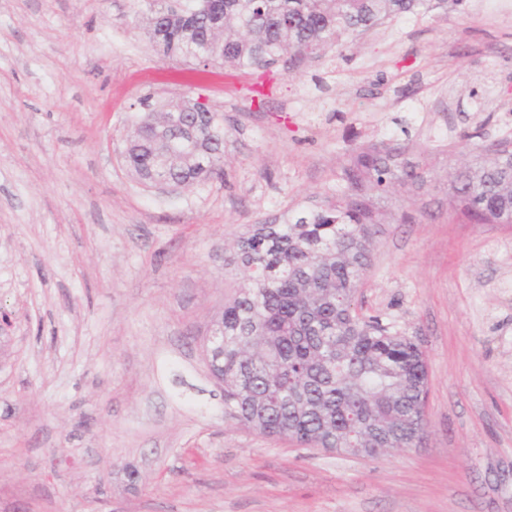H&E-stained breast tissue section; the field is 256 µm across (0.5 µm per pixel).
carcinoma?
<instances>
[{"instance_id":"cac0c4a2","label":"carcinoma","mask_w":512,"mask_h":512,"mask_svg":"<svg viewBox=\"0 0 512 512\" xmlns=\"http://www.w3.org/2000/svg\"><path fill=\"white\" fill-rule=\"evenodd\" d=\"M463 0H208L171 16L149 0L150 36L164 52L199 63L210 46L234 68L283 58H319L383 21L455 12ZM487 148L476 168L448 173L471 224H512V152ZM399 143L363 148L344 168L336 199L295 211L283 224H255L235 243L245 279L217 318L213 366L224 378V408L262 435L366 457L422 444L428 376L425 352L357 312L356 292L371 264L377 223L371 193L422 179L394 170ZM125 158L141 183L178 190L209 179L224 160L218 113L151 112Z\"/></svg>"}]
</instances>
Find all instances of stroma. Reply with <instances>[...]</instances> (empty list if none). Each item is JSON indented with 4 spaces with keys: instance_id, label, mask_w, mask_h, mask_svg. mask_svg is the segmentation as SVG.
I'll use <instances>...</instances> for the list:
<instances>
[{
    "instance_id": "1",
    "label": "stroma",
    "mask_w": 512,
    "mask_h": 512,
    "mask_svg": "<svg viewBox=\"0 0 512 512\" xmlns=\"http://www.w3.org/2000/svg\"><path fill=\"white\" fill-rule=\"evenodd\" d=\"M464 0L266 69L163 55L147 0H0V512H512V224H470L448 173L512 144V13ZM224 115L223 176L145 190L144 108ZM401 142L423 183L372 194L363 313L428 360L420 447L378 458L224 411L203 341L249 225L342 188Z\"/></svg>"
}]
</instances>
